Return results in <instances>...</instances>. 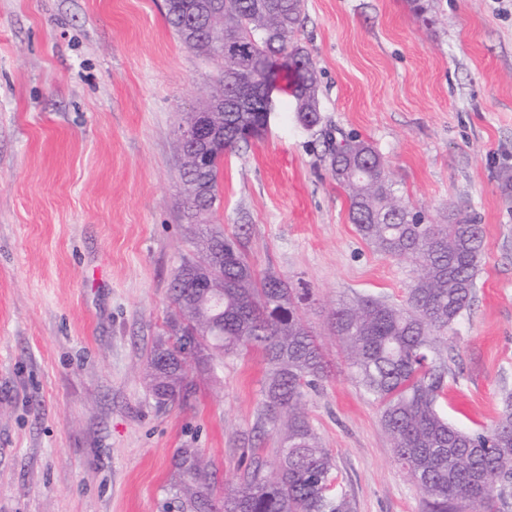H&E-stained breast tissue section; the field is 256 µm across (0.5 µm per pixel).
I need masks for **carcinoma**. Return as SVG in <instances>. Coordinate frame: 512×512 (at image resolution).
<instances>
[{"mask_svg": "<svg viewBox=\"0 0 512 512\" xmlns=\"http://www.w3.org/2000/svg\"><path fill=\"white\" fill-rule=\"evenodd\" d=\"M165 19L188 48L219 61L217 92L229 94L252 70L273 100L290 98L306 130L320 123L318 112H299L302 99L317 97L314 66L294 37L303 20L302 0H166ZM223 40L241 43L240 56L220 51ZM224 142L209 149L207 161L183 169L197 184L186 196L194 214L209 213L218 200L224 152L251 143L267 120L252 106L224 107ZM332 176L345 191L349 216L359 236L392 258L411 260L417 275L404 304L374 298L341 300L329 313L347 368L381 408V424L396 461L423 496L425 512H508L512 504V399L490 428L463 430L438 407L448 379L442 356L444 335L473 301L483 254L480 225L470 216L448 213V223L427 224L405 205L387 178L381 155L357 134L329 137ZM212 255L209 291L223 311L185 300L190 286L172 284L177 318L168 337L146 358L153 395L166 406L193 387L177 354L190 346L195 360L222 362L252 348L267 364L255 428L271 432L273 461L253 457L240 463L236 486L218 492L217 472L196 448H179L163 512H353L339 488L335 464L308 413L309 392L328 376V363L306 326L299 304L308 291L273 274L259 273L234 238L212 232L200 258Z\"/></svg>", "mask_w": 512, "mask_h": 512, "instance_id": "cac0c4a2", "label": "carcinoma"}]
</instances>
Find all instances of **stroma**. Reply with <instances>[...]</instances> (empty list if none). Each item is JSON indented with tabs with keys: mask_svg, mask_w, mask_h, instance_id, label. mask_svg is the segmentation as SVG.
<instances>
[{
	"mask_svg": "<svg viewBox=\"0 0 512 512\" xmlns=\"http://www.w3.org/2000/svg\"><path fill=\"white\" fill-rule=\"evenodd\" d=\"M164 14L165 0H0V512H161L176 449L230 487L243 452L273 448L253 431L259 352L189 365L195 394L166 408L145 380L173 275L215 229L310 292L330 376L307 412L355 512H423L328 327L343 298L402 304L412 263L360 238L324 136L282 110L226 152L214 211L191 217L177 130L219 63ZM304 16L324 124L369 139L428 223L456 210L482 227L439 406L491 426L512 392V0H305Z\"/></svg>",
	"mask_w": 512,
	"mask_h": 512,
	"instance_id": "35a3bbf8",
	"label": "stroma"
}]
</instances>
